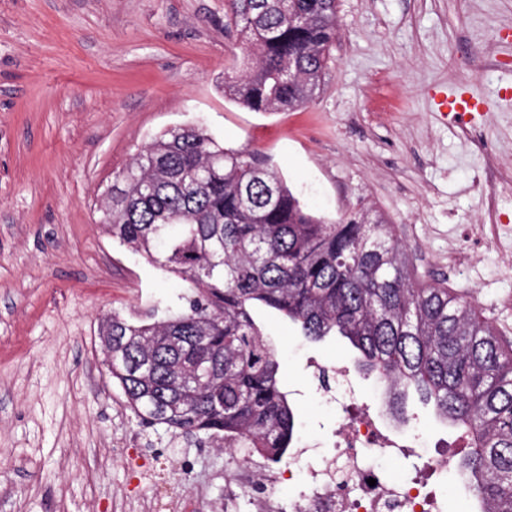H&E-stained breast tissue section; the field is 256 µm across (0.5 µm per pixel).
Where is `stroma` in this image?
<instances>
[{"label": "stroma", "mask_w": 512, "mask_h": 512, "mask_svg": "<svg viewBox=\"0 0 512 512\" xmlns=\"http://www.w3.org/2000/svg\"><path fill=\"white\" fill-rule=\"evenodd\" d=\"M321 91L294 112L224 95L245 57L225 0H0V512H281L294 481L235 484L238 455L146 429L113 382L103 314L187 286L99 224L113 176L164 130L205 127L265 155L312 212L370 209L418 281L512 339V0H337ZM478 99L454 121L443 96ZM292 393L296 444L328 455L339 414L304 364H352L258 310Z\"/></svg>", "instance_id": "35a3bbf8"}]
</instances>
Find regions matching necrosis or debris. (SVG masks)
I'll return each instance as SVG.
<instances>
[{
  "label": "necrosis or debris",
  "instance_id": "obj_1",
  "mask_svg": "<svg viewBox=\"0 0 512 512\" xmlns=\"http://www.w3.org/2000/svg\"><path fill=\"white\" fill-rule=\"evenodd\" d=\"M348 366L336 370V389L326 400L342 414L336 454L317 456L313 446L292 449L289 463L307 462V489L293 512H443L426 481L387 474L382 461L415 452L422 440L410 421L391 415L385 395L357 392Z\"/></svg>",
  "mask_w": 512,
  "mask_h": 512
}]
</instances>
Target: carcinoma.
<instances>
[{
    "instance_id": "1",
    "label": "carcinoma",
    "mask_w": 512,
    "mask_h": 512,
    "mask_svg": "<svg viewBox=\"0 0 512 512\" xmlns=\"http://www.w3.org/2000/svg\"><path fill=\"white\" fill-rule=\"evenodd\" d=\"M249 65L224 96L291 112L320 93L339 35L336 0H228ZM112 240L189 285L175 308L112 313V379L146 427L200 434L277 465L295 437L260 304L310 344L342 342L408 416L416 398L468 440L459 461L481 512H512V345L471 303L415 282L391 224L370 210L326 223L258 152L195 126L166 130L112 181ZM151 357L149 374L132 362Z\"/></svg>"
}]
</instances>
